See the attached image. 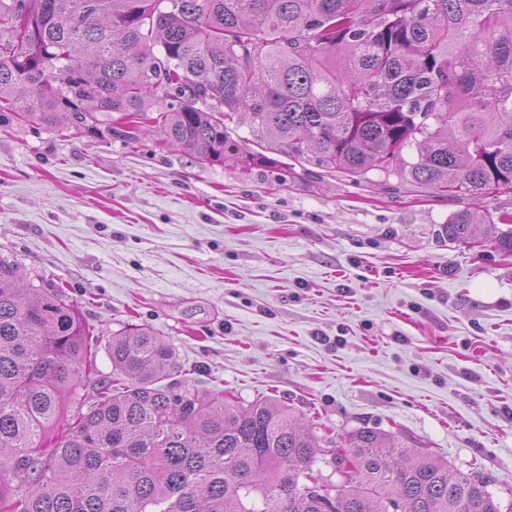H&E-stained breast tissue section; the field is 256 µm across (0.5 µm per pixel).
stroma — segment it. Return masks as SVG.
<instances>
[{
    "label": "stroma",
    "instance_id": "stroma-1",
    "mask_svg": "<svg viewBox=\"0 0 512 512\" xmlns=\"http://www.w3.org/2000/svg\"><path fill=\"white\" fill-rule=\"evenodd\" d=\"M467 200L373 170L241 173L144 126L0 114V256L108 336L151 327L191 385L318 437L407 435L512 501V254L448 239Z\"/></svg>",
    "mask_w": 512,
    "mask_h": 512
}]
</instances>
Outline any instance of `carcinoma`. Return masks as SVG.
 Masks as SVG:
<instances>
[{
    "mask_svg": "<svg viewBox=\"0 0 512 512\" xmlns=\"http://www.w3.org/2000/svg\"><path fill=\"white\" fill-rule=\"evenodd\" d=\"M5 111L128 143L123 119L154 112L201 163L247 170L270 150L476 199L512 190V0H0ZM445 232L512 253L477 208ZM102 340L112 377L91 394ZM178 358L150 327L94 335L0 257V512H512L411 437L363 427L322 446L271 397L168 380ZM338 458L339 484L317 468Z\"/></svg>",
    "mask_w": 512,
    "mask_h": 512,
    "instance_id": "cac0c4a2",
    "label": "carcinoma"
}]
</instances>
